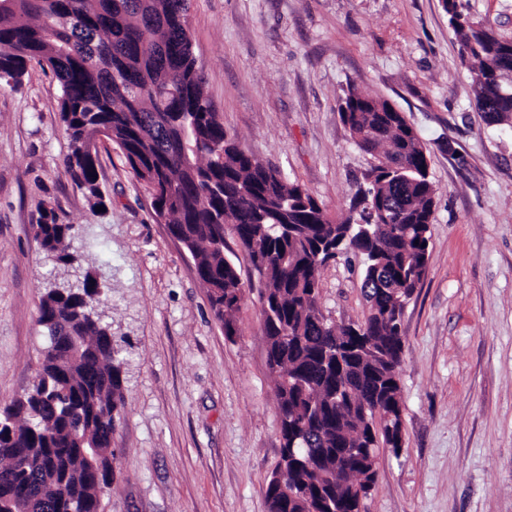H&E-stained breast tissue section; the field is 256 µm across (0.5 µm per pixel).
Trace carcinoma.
<instances>
[{
	"mask_svg": "<svg viewBox=\"0 0 512 512\" xmlns=\"http://www.w3.org/2000/svg\"><path fill=\"white\" fill-rule=\"evenodd\" d=\"M192 0H0V81L22 84L32 64L59 89L65 165L92 208L105 205L96 142L123 153L198 265L214 318L236 335L243 295L226 257L231 231L262 285L269 365L280 418L269 512H365L381 448L399 454L405 301L427 268L437 188L429 151L389 101L349 90L339 111L374 160L352 215L333 218L297 182L228 137L205 91L188 34ZM488 124H512V38L442 0ZM74 226L49 201L33 225L40 248L71 266ZM353 254L368 311L336 326L319 307L321 269ZM97 272L47 290L38 324L49 345L22 396L0 411V474L32 487L0 512H58L62 498L99 512L113 481L111 439L124 408L122 349L98 312Z\"/></svg>",
	"mask_w": 512,
	"mask_h": 512,
	"instance_id": "obj_1",
	"label": "carcinoma"
}]
</instances>
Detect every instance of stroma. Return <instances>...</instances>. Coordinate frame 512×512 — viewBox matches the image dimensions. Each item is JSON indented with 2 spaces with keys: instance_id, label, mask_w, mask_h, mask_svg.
<instances>
[{
  "instance_id": "stroma-1",
  "label": "stroma",
  "mask_w": 512,
  "mask_h": 512,
  "mask_svg": "<svg viewBox=\"0 0 512 512\" xmlns=\"http://www.w3.org/2000/svg\"><path fill=\"white\" fill-rule=\"evenodd\" d=\"M461 2L512 37V0ZM189 35L228 137L332 217L351 215L373 163L339 115L349 88L391 102L427 147L437 195L402 318L405 447L380 449L365 510L512 512V125L477 112L441 0H193ZM58 96L36 66L0 82V409L48 345L37 318L53 264L32 226L49 201L79 260L108 276L104 309L128 351L100 512H268L280 420L248 253L227 236L244 288L230 339L121 151L97 143L104 210L65 173ZM320 288L326 319L363 320L357 257L325 266Z\"/></svg>"
}]
</instances>
